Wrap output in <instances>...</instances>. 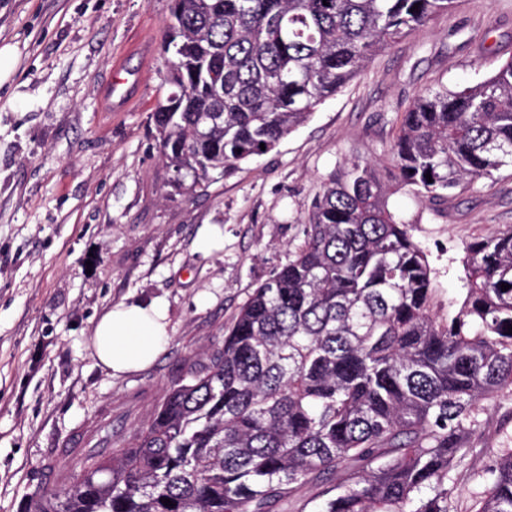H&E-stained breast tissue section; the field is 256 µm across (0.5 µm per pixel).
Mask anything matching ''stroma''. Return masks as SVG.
Returning <instances> with one entry per match:
<instances>
[{
    "mask_svg": "<svg viewBox=\"0 0 512 512\" xmlns=\"http://www.w3.org/2000/svg\"><path fill=\"white\" fill-rule=\"evenodd\" d=\"M170 0H0V512H20L41 468L104 410L129 432L166 389L224 345V329L292 259L323 178L355 160L390 177L400 117L419 91L475 85L512 58V0H456L390 47L267 154L168 196L172 171L150 120L166 75ZM389 206L431 269L439 321L464 298L465 248L512 228V168L434 204L410 187ZM207 224L224 246L195 249ZM163 299L169 342L145 368L108 376L89 348L120 302ZM448 482L453 512L483 490L492 451L512 448V396L485 403Z\"/></svg>",
    "mask_w": 512,
    "mask_h": 512,
    "instance_id": "1",
    "label": "stroma"
}]
</instances>
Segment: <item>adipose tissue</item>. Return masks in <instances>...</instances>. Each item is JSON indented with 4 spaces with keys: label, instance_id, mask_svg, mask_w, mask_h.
I'll use <instances>...</instances> for the list:
<instances>
[{
    "label": "adipose tissue",
    "instance_id": "adipose-tissue-1",
    "mask_svg": "<svg viewBox=\"0 0 512 512\" xmlns=\"http://www.w3.org/2000/svg\"><path fill=\"white\" fill-rule=\"evenodd\" d=\"M168 342L167 310L163 301L119 303L97 320L91 349L108 374L130 373L151 364Z\"/></svg>",
    "mask_w": 512,
    "mask_h": 512
}]
</instances>
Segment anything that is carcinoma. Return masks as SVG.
Wrapping results in <instances>:
<instances>
[{
  "label": "carcinoma",
  "instance_id": "cac0c4a2",
  "mask_svg": "<svg viewBox=\"0 0 512 512\" xmlns=\"http://www.w3.org/2000/svg\"><path fill=\"white\" fill-rule=\"evenodd\" d=\"M454 2L171 0L170 90L151 115L180 171L171 188L201 193L210 173L273 150L374 53ZM216 113L224 121L209 122ZM391 154L398 183L436 203L512 166V59L475 86L416 94ZM388 196L375 162L331 174L303 243L224 348L113 435L112 454H87L22 512H271L312 482L317 512H450L449 474L481 404L512 393V229L467 246L465 298L442 324L426 255ZM481 479L470 512H512V448Z\"/></svg>",
  "mask_w": 512,
  "mask_h": 512
}]
</instances>
